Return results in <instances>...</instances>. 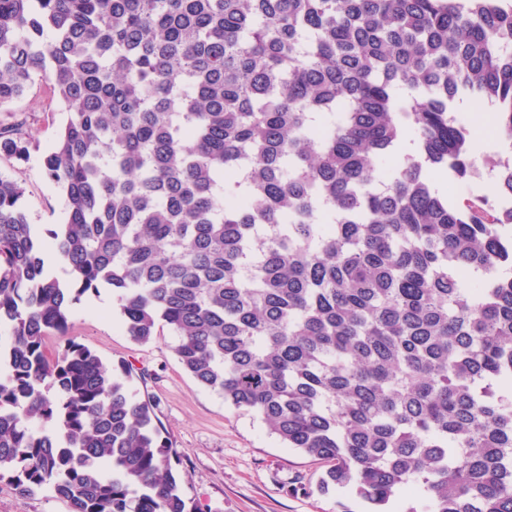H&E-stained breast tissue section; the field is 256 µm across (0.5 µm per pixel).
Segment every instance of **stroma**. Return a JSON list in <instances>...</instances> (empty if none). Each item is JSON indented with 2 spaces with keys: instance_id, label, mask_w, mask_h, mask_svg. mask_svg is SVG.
I'll return each instance as SVG.
<instances>
[{
  "instance_id": "35a3bbf8",
  "label": "stroma",
  "mask_w": 512,
  "mask_h": 512,
  "mask_svg": "<svg viewBox=\"0 0 512 512\" xmlns=\"http://www.w3.org/2000/svg\"><path fill=\"white\" fill-rule=\"evenodd\" d=\"M66 115L45 83L0 111V124L25 120L31 138L27 161L0 160V174L24 189L21 205L38 233L66 222L63 190L43 173V158L55 144ZM68 335L108 365L133 369L139 395L151 398L163 430L176 450L175 465L191 502L206 512H366L351 488L323 494L317 489L326 463L291 450L268 434L259 418L225 404L198 385L179 364L170 335L147 344L132 341L112 312V292L100 289L75 304ZM0 512H69L50 490L23 497L0 482Z\"/></svg>"
}]
</instances>
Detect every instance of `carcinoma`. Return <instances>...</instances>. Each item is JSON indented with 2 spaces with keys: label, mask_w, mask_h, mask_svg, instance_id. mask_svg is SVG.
I'll return each instance as SVG.
<instances>
[{
  "label": "carcinoma",
  "mask_w": 512,
  "mask_h": 512,
  "mask_svg": "<svg viewBox=\"0 0 512 512\" xmlns=\"http://www.w3.org/2000/svg\"><path fill=\"white\" fill-rule=\"evenodd\" d=\"M39 80L67 220L45 242L0 174V481L203 512L132 368L67 337L107 287L133 341L168 329L200 386L326 462L322 492L512 512V156L494 202L432 181L483 176L464 96L512 144V0H0V110ZM29 147L0 125V158Z\"/></svg>",
  "instance_id": "obj_1"
}]
</instances>
